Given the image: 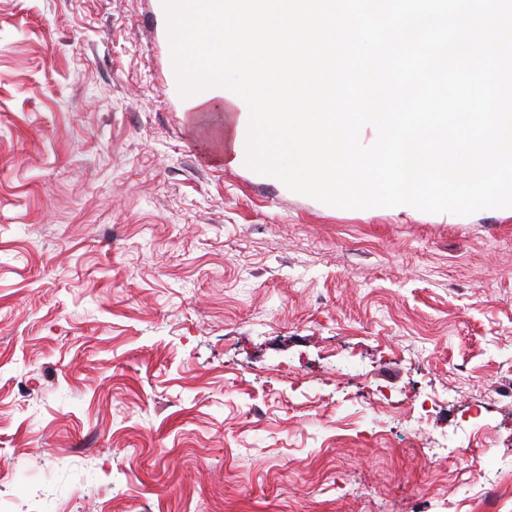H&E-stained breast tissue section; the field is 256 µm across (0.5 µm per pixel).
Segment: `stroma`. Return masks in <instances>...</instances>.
Listing matches in <instances>:
<instances>
[{"instance_id": "stroma-1", "label": "stroma", "mask_w": 512, "mask_h": 512, "mask_svg": "<svg viewBox=\"0 0 512 512\" xmlns=\"http://www.w3.org/2000/svg\"><path fill=\"white\" fill-rule=\"evenodd\" d=\"M206 125L159 0H0V498L473 512L512 474V216L332 207L224 164ZM415 394L473 452L409 437Z\"/></svg>"}]
</instances>
